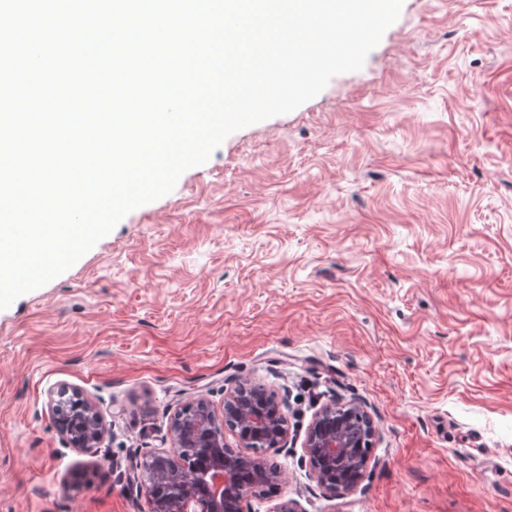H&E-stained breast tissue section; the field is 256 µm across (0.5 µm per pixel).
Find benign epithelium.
<instances>
[{"label": "benign epithelium", "mask_w": 512, "mask_h": 512, "mask_svg": "<svg viewBox=\"0 0 512 512\" xmlns=\"http://www.w3.org/2000/svg\"><path fill=\"white\" fill-rule=\"evenodd\" d=\"M61 388L50 394L49 409L59 433L75 448H97L107 433L96 406L81 398L73 410ZM193 413L177 412L169 429V446L145 454L139 462L140 491L148 512H247L251 500L264 496L271 483L283 481V472L261 447L266 436L276 437L273 450L288 439V418L283 399L265 385L241 381L224 397L218 413L205 398L189 404ZM234 437L235 444L226 440ZM374 438L377 428L357 402L338 400L323 407L310 423L303 452L313 479L329 496L356 490L359 480L340 484L336 472L368 463L356 449L360 437Z\"/></svg>", "instance_id": "benign-epithelium-1"}]
</instances>
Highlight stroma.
Masks as SVG:
<instances>
[{
  "mask_svg": "<svg viewBox=\"0 0 512 512\" xmlns=\"http://www.w3.org/2000/svg\"><path fill=\"white\" fill-rule=\"evenodd\" d=\"M243 379L289 424L251 512H512V0H403L361 70L0 310V512H148L136 461ZM63 387L100 448L55 430ZM339 399L377 434L330 497L302 445ZM68 391L61 388L52 392L48 398L49 409L57 424L59 433L64 436L74 448L87 450L98 448L105 438L107 427L105 420L96 406L78 392L72 396L81 399L82 408H70L67 397Z\"/></svg>",
  "mask_w": 512,
  "mask_h": 512,
  "instance_id": "obj_1",
  "label": "stroma"
}]
</instances>
